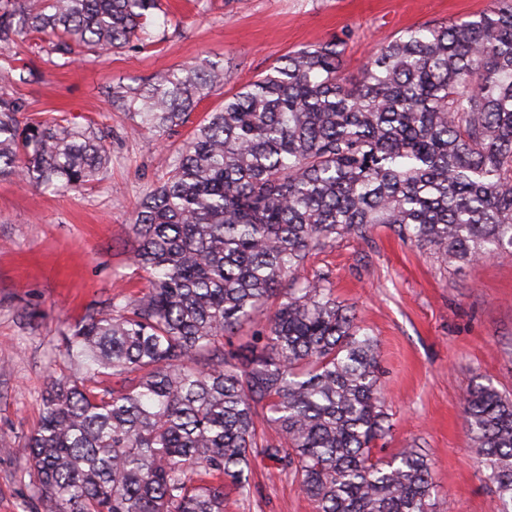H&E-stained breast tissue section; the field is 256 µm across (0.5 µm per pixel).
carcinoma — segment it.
<instances>
[{
  "label": "carcinoma",
  "mask_w": 512,
  "mask_h": 512,
  "mask_svg": "<svg viewBox=\"0 0 512 512\" xmlns=\"http://www.w3.org/2000/svg\"><path fill=\"white\" fill-rule=\"evenodd\" d=\"M161 11L0 0V51L41 34L67 60L117 52ZM347 37L288 54L224 99L141 200L131 231L148 289L74 325L72 372L49 379L20 449L41 512H224L225 488L251 492L259 453L294 473L315 512H435L425 455L376 456L390 424L375 339L327 275L303 272L314 251L377 224L446 269L512 253V0L387 37L354 81ZM224 79L170 70L113 87L112 105L166 132ZM22 110L0 93V180L70 192L104 179L105 134ZM465 403L507 512L512 397L475 383Z\"/></svg>",
  "instance_id": "cac0c4a2"
}]
</instances>
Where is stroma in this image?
I'll use <instances>...</instances> for the list:
<instances>
[{
	"label": "stroma",
	"mask_w": 512,
	"mask_h": 512,
	"mask_svg": "<svg viewBox=\"0 0 512 512\" xmlns=\"http://www.w3.org/2000/svg\"><path fill=\"white\" fill-rule=\"evenodd\" d=\"M490 0H164L167 23L143 45L49 66L34 42L0 54V85L22 119L104 131V180L78 192L0 180V512H34L36 476L20 449L37 430L50 377L68 374L61 352L70 327L134 298L147 277L132 258L137 205L170 170L195 123L288 53L351 32L345 74L387 36L425 22L470 16ZM223 66L222 90L198 100L189 123L154 135L112 107V86L133 87L180 68ZM36 76L12 85L15 67ZM328 275L376 337L392 429L386 453L419 448L431 463L437 512H494L495 485L478 463L464 415L472 383L512 394V254L443 269L385 225L366 239L340 238L315 252L306 276ZM250 495L227 491L224 512H314L298 481L256 456Z\"/></svg>",
	"instance_id": "stroma-1"
}]
</instances>
